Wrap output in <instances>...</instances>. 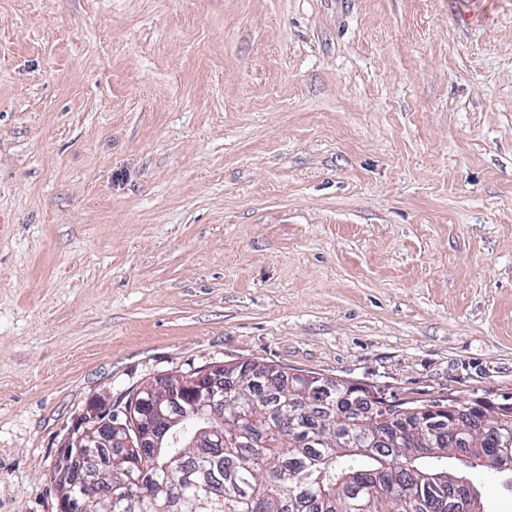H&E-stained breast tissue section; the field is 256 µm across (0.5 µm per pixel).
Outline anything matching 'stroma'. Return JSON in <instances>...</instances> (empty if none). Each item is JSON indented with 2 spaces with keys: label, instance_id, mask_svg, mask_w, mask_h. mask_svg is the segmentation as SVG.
Masks as SVG:
<instances>
[{
  "label": "stroma",
  "instance_id": "1",
  "mask_svg": "<svg viewBox=\"0 0 512 512\" xmlns=\"http://www.w3.org/2000/svg\"><path fill=\"white\" fill-rule=\"evenodd\" d=\"M244 360L512 400V0H0V512Z\"/></svg>",
  "mask_w": 512,
  "mask_h": 512
}]
</instances>
